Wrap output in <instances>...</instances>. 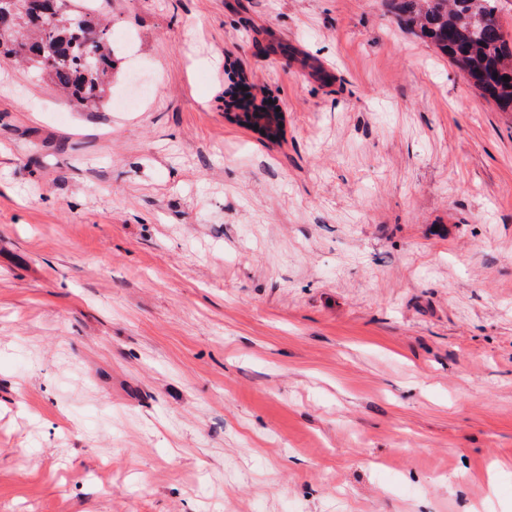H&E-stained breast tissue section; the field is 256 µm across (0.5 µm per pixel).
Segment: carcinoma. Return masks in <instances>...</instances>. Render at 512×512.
I'll return each instance as SVG.
<instances>
[{"instance_id": "1", "label": "carcinoma", "mask_w": 512, "mask_h": 512, "mask_svg": "<svg viewBox=\"0 0 512 512\" xmlns=\"http://www.w3.org/2000/svg\"><path fill=\"white\" fill-rule=\"evenodd\" d=\"M22 24L0 13V61L30 64L40 76L68 94L76 105L97 109L112 78L114 51L110 25L85 6L58 9ZM399 23L418 33L455 65L481 95L501 109H512V42L498 18L497 0H390ZM509 81H503V77ZM276 106L264 101L234 113V121L255 128L262 112Z\"/></svg>"}]
</instances>
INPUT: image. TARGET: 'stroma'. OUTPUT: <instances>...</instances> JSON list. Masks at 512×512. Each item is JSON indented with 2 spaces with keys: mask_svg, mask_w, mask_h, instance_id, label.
I'll list each match as a JSON object with an SVG mask.
<instances>
[{
  "mask_svg": "<svg viewBox=\"0 0 512 512\" xmlns=\"http://www.w3.org/2000/svg\"><path fill=\"white\" fill-rule=\"evenodd\" d=\"M98 9L137 110L0 62V512H512V112L388 0ZM233 108L240 110V112H233L234 118H230L231 120H234L237 123L242 124L246 127L252 128L254 131L259 132L260 134H261V131L259 129L255 130V125H258L257 117L260 114L269 113V112H274V113L278 114V112H276L277 107L274 104L267 102V101H263L261 104H256V103H254V101H252V107L238 108L235 105V103H233V101L231 100L226 104V108H225L227 110L226 114L232 113L231 109H233ZM262 109H265V112H262ZM261 135H263V134H261Z\"/></svg>",
  "mask_w": 512,
  "mask_h": 512,
  "instance_id": "1",
  "label": "stroma"
}]
</instances>
